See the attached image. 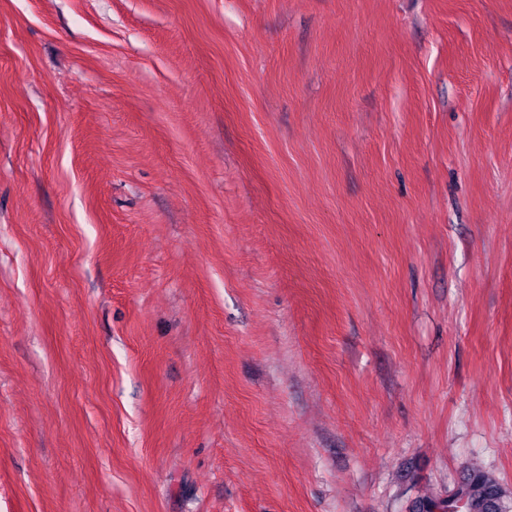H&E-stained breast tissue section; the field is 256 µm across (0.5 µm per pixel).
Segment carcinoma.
Instances as JSON below:
<instances>
[{
    "label": "carcinoma",
    "instance_id": "carcinoma-1",
    "mask_svg": "<svg viewBox=\"0 0 512 512\" xmlns=\"http://www.w3.org/2000/svg\"><path fill=\"white\" fill-rule=\"evenodd\" d=\"M499 481L491 474L475 471L446 494H438L422 503L423 512H512Z\"/></svg>",
    "mask_w": 512,
    "mask_h": 512
}]
</instances>
